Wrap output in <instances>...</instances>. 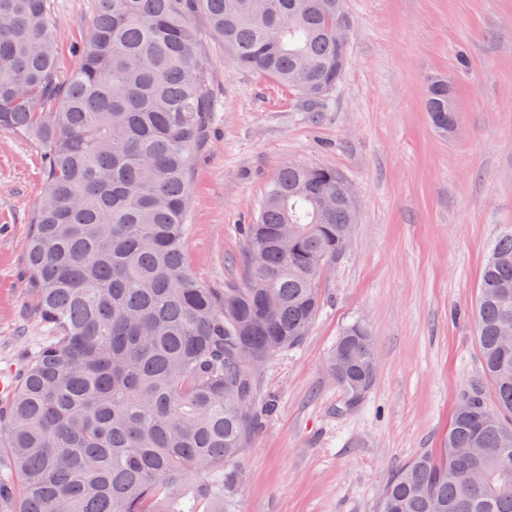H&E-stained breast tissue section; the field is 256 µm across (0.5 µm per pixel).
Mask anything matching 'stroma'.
<instances>
[{"mask_svg":"<svg viewBox=\"0 0 512 512\" xmlns=\"http://www.w3.org/2000/svg\"><path fill=\"white\" fill-rule=\"evenodd\" d=\"M97 0H49L60 72L87 40ZM354 30L340 83L320 103L233 66L206 17L214 106L198 149L182 241L211 288L243 276L251 223L282 165L331 168L357 203L353 244L320 278L304 342L256 374L264 417L240 460L238 512H377L385 482L438 447L481 372L474 315L492 242L512 229V0H346ZM447 79L455 126L425 110ZM41 149L0 132V371L45 337L25 288ZM370 332L376 380L354 410L328 360L342 329Z\"/></svg>","mask_w":512,"mask_h":512,"instance_id":"obj_1","label":"stroma"}]
</instances>
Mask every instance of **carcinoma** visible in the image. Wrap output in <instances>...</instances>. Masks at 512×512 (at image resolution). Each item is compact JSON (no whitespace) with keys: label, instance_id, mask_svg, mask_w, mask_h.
<instances>
[{"label":"carcinoma","instance_id":"obj_1","mask_svg":"<svg viewBox=\"0 0 512 512\" xmlns=\"http://www.w3.org/2000/svg\"><path fill=\"white\" fill-rule=\"evenodd\" d=\"M198 11L232 64L314 104L340 81L345 0H97L60 80L48 0H0V131L42 149L25 283L46 337L0 393V512H235L240 458L274 404L255 370L300 346L322 273L357 207L327 168L288 165L243 225L244 276L209 288L182 252L210 60ZM448 83L426 109L446 132ZM512 231L491 245L476 302L482 377L440 447L382 487L379 512H512ZM330 364L355 408L377 360L361 324Z\"/></svg>","mask_w":512,"mask_h":512}]
</instances>
